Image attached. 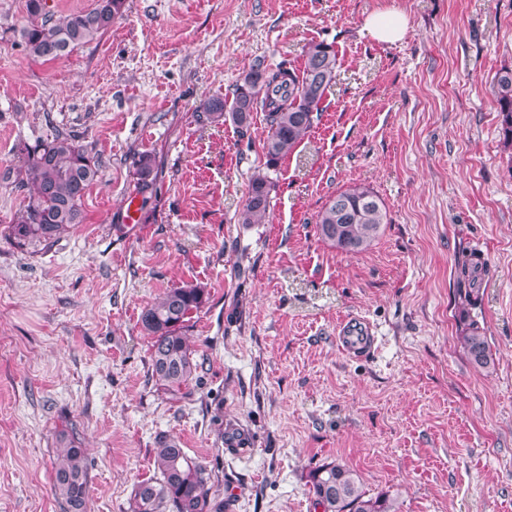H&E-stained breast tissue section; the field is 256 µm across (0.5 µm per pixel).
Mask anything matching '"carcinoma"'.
Returning a JSON list of instances; mask_svg holds the SVG:
<instances>
[{
  "instance_id": "obj_1",
  "label": "carcinoma",
  "mask_w": 512,
  "mask_h": 512,
  "mask_svg": "<svg viewBox=\"0 0 512 512\" xmlns=\"http://www.w3.org/2000/svg\"><path fill=\"white\" fill-rule=\"evenodd\" d=\"M126 0H95L84 11L49 16L46 0H27L29 23L21 30L28 55L42 62L56 60L96 40L125 11ZM337 55L327 44L311 45L298 67L271 68L255 63L237 84L232 99L211 97L200 105L210 123L231 120L237 127L251 124L253 113L262 112L267 125L263 141L266 167L288 156L319 120L320 104L336 84ZM491 93L502 115L504 136L512 148V68L499 71ZM20 184L29 188L26 204L9 227V236L19 247L47 243L84 223L83 200L100 178V167L77 137L59 131L46 140L19 148ZM137 192L152 189L157 170L148 153L135 159ZM275 184L265 172H255L248 197L237 212L240 224L264 221ZM388 223L386 208L370 188L354 185L336 194L316 216L319 237L347 253L368 250ZM483 264L471 258L461 263L456 282L460 317L469 319L460 337L469 360L486 367L492 353L483 328L470 318V309L480 300ZM206 302V290L193 283L166 289L143 309L140 323L150 338L151 377L161 389L176 398L198 379L199 364L186 335L192 314ZM156 477L137 484L130 499V512H224L215 499L213 476L207 467L188 457L181 442L170 435L157 440L152 460ZM54 492L64 512H84L89 495L86 448L79 432L63 427L56 434ZM309 491L316 512H398L395 499L371 495L358 474L339 463L322 464L309 473Z\"/></svg>"
}]
</instances>
